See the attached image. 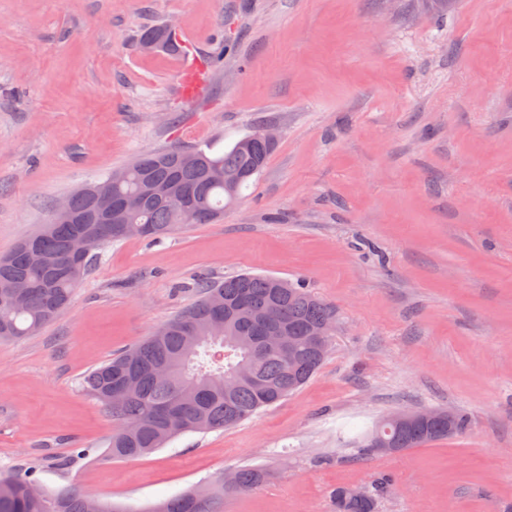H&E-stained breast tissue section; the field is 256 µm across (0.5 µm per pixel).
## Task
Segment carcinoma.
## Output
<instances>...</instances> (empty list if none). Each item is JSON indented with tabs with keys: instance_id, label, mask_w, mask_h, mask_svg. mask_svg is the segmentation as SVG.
<instances>
[{
	"instance_id": "carcinoma-1",
	"label": "carcinoma",
	"mask_w": 512,
	"mask_h": 512,
	"mask_svg": "<svg viewBox=\"0 0 512 512\" xmlns=\"http://www.w3.org/2000/svg\"><path fill=\"white\" fill-rule=\"evenodd\" d=\"M163 41L164 52L178 54L181 45L165 27H149L140 33L139 44ZM275 145L254 130L222 154L171 147L138 156L124 168L119 180L108 175L70 196L71 212L53 214L40 230L21 239L14 250L0 258V282L20 281L25 301L14 306L0 288V340L32 336L53 321L70 303L74 290L91 272L100 251L128 239L125 223L147 225L141 239L154 241L177 224H211L224 207L238 200L244 189L261 174ZM219 167L234 177L230 187L212 181L207 172ZM151 181L170 186L175 200L148 197L140 212L126 215L112 210V220L102 218L94 193L118 199ZM79 233L88 239L89 252L80 264L69 257L71 239ZM197 301L175 315L142 343L121 352L90 370L81 387L102 402L118 428L109 440L104 457L133 459L162 447L172 438L193 431L237 425L271 407L304 385L318 370L321 359L309 345L306 328L334 321L331 307L298 283L273 276L243 274L224 280L200 279L194 284ZM276 308L280 323L295 337V360L277 352L256 355L262 336L261 316ZM164 364L165 381L156 380L148 366ZM247 371L251 378L233 384L229 379ZM469 421L456 413L448 419L400 428L385 419L364 437V451L373 453V434L401 453L467 430ZM236 484L256 487L265 480L261 469L234 472ZM39 482L34 470L0 471V512H86L88 496L75 489L42 488L33 498L28 488ZM391 483L376 482L362 497L346 489L334 493L336 512H375L377 500ZM233 487L219 483L197 492L191 488L163 501L151 512H222L224 494Z\"/></svg>"
}]
</instances>
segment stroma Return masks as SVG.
Segmentation results:
<instances>
[{"mask_svg":"<svg viewBox=\"0 0 512 512\" xmlns=\"http://www.w3.org/2000/svg\"><path fill=\"white\" fill-rule=\"evenodd\" d=\"M173 24L185 53L138 46ZM277 145L211 224L112 244L68 305L0 341V469L36 467L133 512L243 466L223 512H335L386 476L378 512L512 507V0H0V256L51 207L138 155ZM304 281L335 312L313 378L239 425L103 460L116 428L92 368L196 299V278ZM465 432L366 456L356 437L423 409Z\"/></svg>","mask_w":512,"mask_h":512,"instance_id":"35a3bbf8","label":"stroma"}]
</instances>
